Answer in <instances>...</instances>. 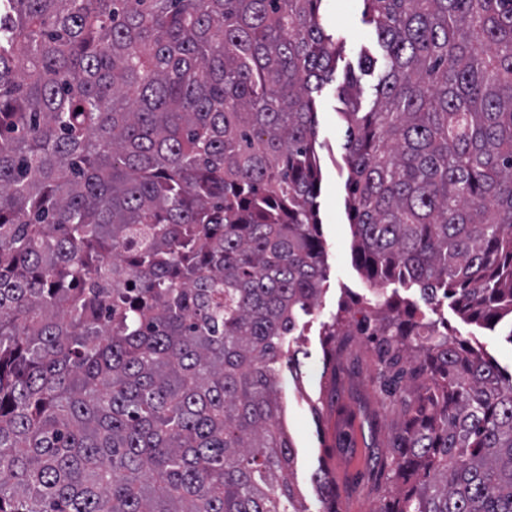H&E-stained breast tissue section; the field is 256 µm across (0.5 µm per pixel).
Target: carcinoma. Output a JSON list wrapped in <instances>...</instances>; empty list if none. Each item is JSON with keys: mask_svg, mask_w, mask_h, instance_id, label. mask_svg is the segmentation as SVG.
<instances>
[{"mask_svg": "<svg viewBox=\"0 0 512 512\" xmlns=\"http://www.w3.org/2000/svg\"><path fill=\"white\" fill-rule=\"evenodd\" d=\"M321 2L0 0V512H307L277 365L327 278ZM365 4L355 265L512 319V0ZM347 313L324 341L370 332L401 404L380 512H512V376L411 301Z\"/></svg>", "mask_w": 512, "mask_h": 512, "instance_id": "carcinoma-1", "label": "carcinoma"}]
</instances>
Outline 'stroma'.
<instances>
[{
  "label": "stroma",
  "instance_id": "obj_1",
  "mask_svg": "<svg viewBox=\"0 0 512 512\" xmlns=\"http://www.w3.org/2000/svg\"><path fill=\"white\" fill-rule=\"evenodd\" d=\"M321 19L326 33L342 44L333 77L316 97L322 174L319 217L328 280L318 304L304 316L300 334L291 343L294 367L280 366L279 374L286 424L298 453L296 483L308 512L324 509L313 482L322 466L336 480L339 512H378L392 488L382 460L392 451V425L399 403L381 389L384 366L368 337H351L346 347L334 351L323 344L321 327L343 304L357 312L382 297L394 295L416 304L421 298L415 289L371 284L352 261V228L345 207L346 123L341 116L344 104L339 88L347 70L357 67L363 54L377 58L381 50L376 31L366 19L364 0H323ZM427 318L439 332L483 349L503 375L512 374V341L502 328L480 327L445 303Z\"/></svg>",
  "mask_w": 512,
  "mask_h": 512
}]
</instances>
